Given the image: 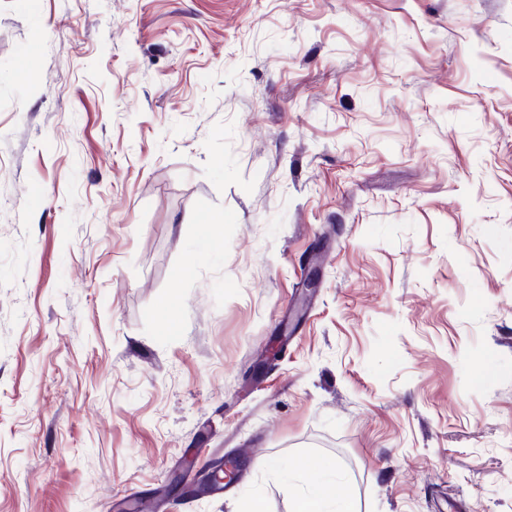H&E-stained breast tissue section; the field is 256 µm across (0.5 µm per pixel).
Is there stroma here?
Listing matches in <instances>:
<instances>
[{
	"mask_svg": "<svg viewBox=\"0 0 512 512\" xmlns=\"http://www.w3.org/2000/svg\"><path fill=\"white\" fill-rule=\"evenodd\" d=\"M326 459L512 512V0H0V512Z\"/></svg>",
	"mask_w": 512,
	"mask_h": 512,
	"instance_id": "1",
	"label": "stroma"
}]
</instances>
